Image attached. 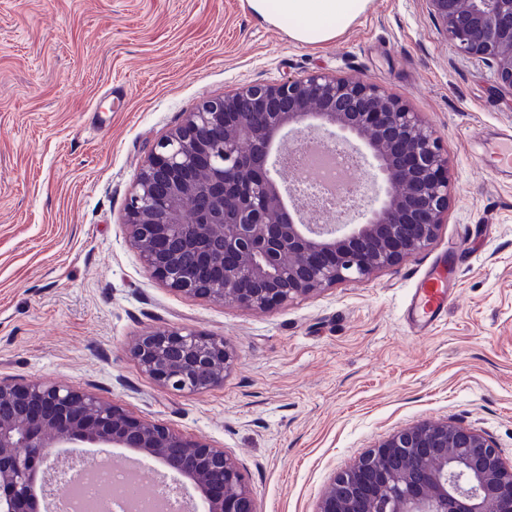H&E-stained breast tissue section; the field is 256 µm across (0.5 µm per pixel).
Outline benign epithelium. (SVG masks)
<instances>
[{"mask_svg": "<svg viewBox=\"0 0 512 512\" xmlns=\"http://www.w3.org/2000/svg\"><path fill=\"white\" fill-rule=\"evenodd\" d=\"M458 53L491 62L512 92V0H426ZM317 127L361 151L381 195L356 220L306 224L283 203L273 144L301 145ZM206 169L207 177L197 176ZM449 159L433 129L381 87L314 72L204 100L160 141L126 204L131 244L174 292L272 311L399 265L435 241L448 216ZM201 198L192 216L164 200ZM195 253L190 266L180 254ZM134 359L159 387L202 393L233 361L224 338L160 326ZM133 448L162 459L202 512H256L238 465L211 444L141 420L66 386L0 378V512H48L33 488L57 448ZM318 512H512V466L477 430L419 423L369 450L334 479Z\"/></svg>", "mask_w": 512, "mask_h": 512, "instance_id": "obj_1", "label": "benign epithelium"}]
</instances>
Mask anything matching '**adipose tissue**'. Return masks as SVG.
<instances>
[{
    "label": "adipose tissue",
    "mask_w": 512,
    "mask_h": 512,
    "mask_svg": "<svg viewBox=\"0 0 512 512\" xmlns=\"http://www.w3.org/2000/svg\"><path fill=\"white\" fill-rule=\"evenodd\" d=\"M370 0H247L251 12L303 45L336 40L363 14Z\"/></svg>",
    "instance_id": "obj_1"
}]
</instances>
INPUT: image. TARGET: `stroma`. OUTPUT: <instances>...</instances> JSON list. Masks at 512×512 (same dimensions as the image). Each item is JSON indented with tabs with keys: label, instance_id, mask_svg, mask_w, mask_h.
Instances as JSON below:
<instances>
[{
	"label": "stroma",
	"instance_id": "obj_1",
	"mask_svg": "<svg viewBox=\"0 0 512 512\" xmlns=\"http://www.w3.org/2000/svg\"><path fill=\"white\" fill-rule=\"evenodd\" d=\"M313 72L381 86L441 138L453 183L434 243L273 311L174 293L131 247L126 199L205 98ZM512 92L458 54L426 0H371L340 38L296 43L246 0H0V377L91 392L223 448L257 512H318L335 476L397 431L484 435L512 465ZM464 252L437 327L405 319L425 270ZM160 326L224 338L222 386H157L131 348ZM485 160L501 172H512V135L496 137L490 141L486 148Z\"/></svg>",
	"mask_w": 512,
	"mask_h": 512
}]
</instances>
